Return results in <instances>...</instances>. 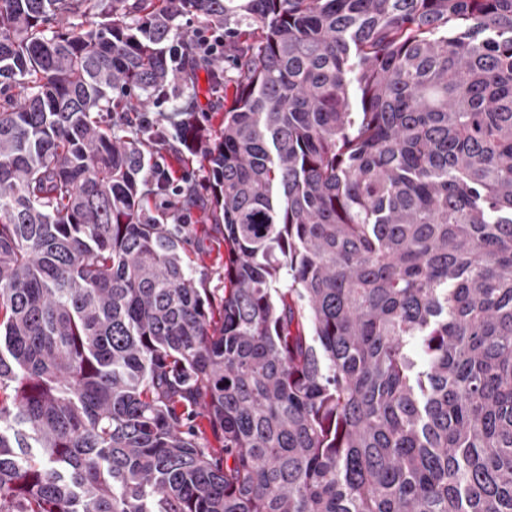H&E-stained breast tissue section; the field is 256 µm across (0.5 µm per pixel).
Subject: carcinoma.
Returning <instances> with one entry per match:
<instances>
[{
	"mask_svg": "<svg viewBox=\"0 0 512 512\" xmlns=\"http://www.w3.org/2000/svg\"><path fill=\"white\" fill-rule=\"evenodd\" d=\"M186 15L221 295L112 132ZM0 337V512H512V0H0ZM201 23L200 20L192 16L180 17L175 21L177 30L173 44L181 42L182 36L189 38L191 30ZM191 42L194 50V58L210 59L214 57H224V30L222 33L214 30L212 27L203 24L192 31ZM198 82L188 83L180 88L184 100H193L195 113L203 126L217 129L224 120V91L214 95L207 92L206 73L203 69L197 71ZM217 98L219 100H217Z\"/></svg>",
	"mask_w": 512,
	"mask_h": 512,
	"instance_id": "carcinoma-1",
	"label": "carcinoma"
}]
</instances>
